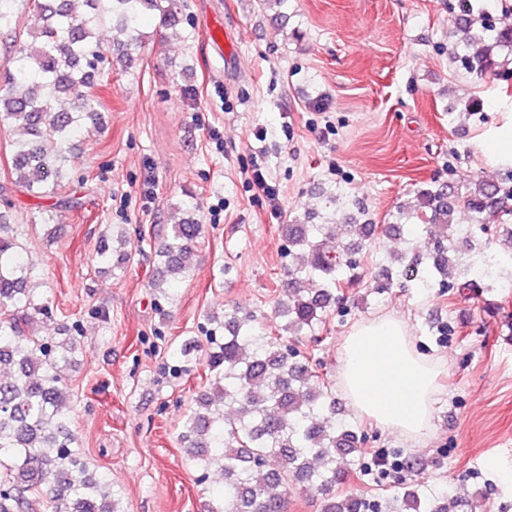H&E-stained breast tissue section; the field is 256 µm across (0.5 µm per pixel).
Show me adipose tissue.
<instances>
[{
    "label": "adipose tissue",
    "mask_w": 512,
    "mask_h": 512,
    "mask_svg": "<svg viewBox=\"0 0 512 512\" xmlns=\"http://www.w3.org/2000/svg\"><path fill=\"white\" fill-rule=\"evenodd\" d=\"M439 372L392 312L359 320L340 341L336 378L344 398L382 430L415 443L432 430Z\"/></svg>",
    "instance_id": "1"
}]
</instances>
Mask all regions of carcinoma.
<instances>
[{
	"mask_svg": "<svg viewBox=\"0 0 512 512\" xmlns=\"http://www.w3.org/2000/svg\"><path fill=\"white\" fill-rule=\"evenodd\" d=\"M18 0H0V29L18 27ZM41 20L21 39L0 70V129H16L12 174L16 184L35 198L54 195L69 182L73 140L100 125L104 109L96 76L134 75V65L148 44L143 18L181 30L195 39L184 0H27ZM481 0H460L454 59L468 74L496 73L504 50L512 51V23L494 24ZM112 32V47L103 50L98 33ZM418 205L399 209L383 225L387 234L413 221L427 233L426 250L392 271L384 266L367 285L378 297L404 287L412 267L427 261L425 288H492L500 267L512 259V185L477 181L461 194L453 185L432 182L417 190ZM474 213L477 226L495 221L510 248L502 255L460 261L461 232L453 226L459 202ZM336 196L324 197V213H309L320 224H290L283 258L288 282L276 300L275 315L287 320L283 331L305 332L320 342L328 313L344 302V288L361 283L364 248L377 225H345L347 242L336 245L327 210ZM187 217L174 224L155 251L160 267L151 287L164 292L192 276L188 258L203 227L197 204H181ZM0 212V512H120L115 500L100 493L96 473L82 461L70 429L62 370L78 342L72 336L48 341L32 331L35 320L52 316L48 298L35 288V269L16 238L5 234ZM116 245L103 244L98 261L126 272L132 242L116 229ZM318 280L321 288L301 284ZM207 384L180 421L179 441L186 460L203 484L209 473L224 475L222 496L207 512H288V498L299 486L320 490L321 512H376L381 504L360 494L338 495L345 476L340 460L359 452L367 434L344 419L336 420V400L327 386L315 383L321 364L312 363L290 341L258 321L232 309L209 318ZM423 481L398 499L394 512H448L442 500L426 501Z\"/></svg>",
	"mask_w": 512,
	"mask_h": 512,
	"instance_id": "carcinoma-1",
	"label": "carcinoma"
}]
</instances>
